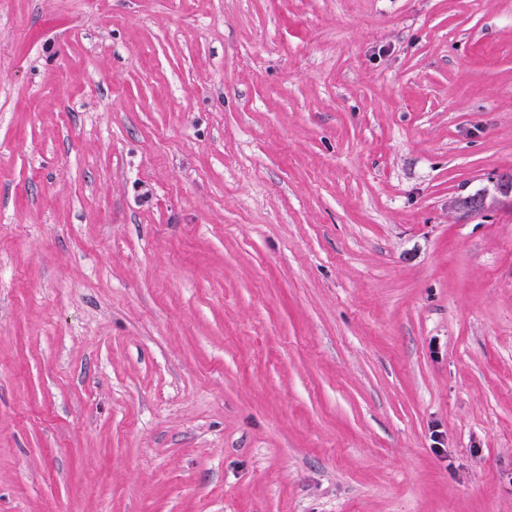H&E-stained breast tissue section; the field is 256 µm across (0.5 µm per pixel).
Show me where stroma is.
<instances>
[{"instance_id":"35a3bbf8","label":"stroma","mask_w":512,"mask_h":512,"mask_svg":"<svg viewBox=\"0 0 512 512\" xmlns=\"http://www.w3.org/2000/svg\"><path fill=\"white\" fill-rule=\"evenodd\" d=\"M510 170L512 0H0V512H512Z\"/></svg>"}]
</instances>
